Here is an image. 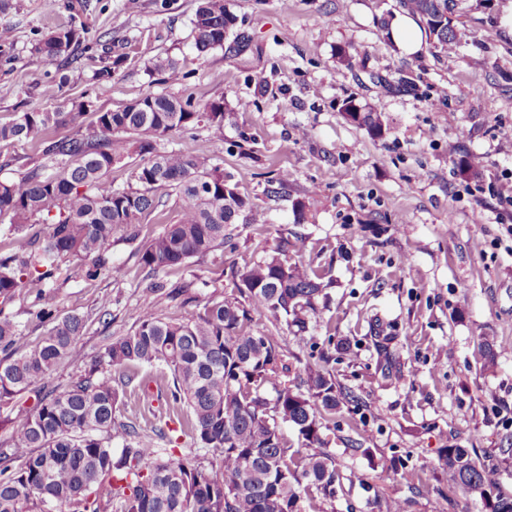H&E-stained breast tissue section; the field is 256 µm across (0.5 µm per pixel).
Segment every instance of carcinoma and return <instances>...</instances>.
Wrapping results in <instances>:
<instances>
[{
    "label": "carcinoma",
    "mask_w": 512,
    "mask_h": 512,
    "mask_svg": "<svg viewBox=\"0 0 512 512\" xmlns=\"http://www.w3.org/2000/svg\"><path fill=\"white\" fill-rule=\"evenodd\" d=\"M434 49L461 45L466 34L442 23L454 0H398ZM194 46L240 51L249 35L226 0H198L192 20ZM79 44L74 28L50 31L36 50L52 61ZM151 68L179 78L177 62L156 58ZM224 99L203 105L190 98L146 93L117 110L90 111L73 101L65 112H21L0 124V143L42 140L41 161L0 181V221H9L22 248L0 253V305L33 294V316L49 322L45 336L23 345L20 325L0 315V403L36 392L33 407L9 420L0 447V512H299V502L321 508L336 499L342 476L328 445L336 413L348 397L329 369L333 357L308 362L294 379L279 337L253 325L256 311L272 323L296 328L304 340L318 317V299L330 267L302 265L288 257V237L272 254L232 269L237 295L213 294L196 302L185 321L165 320L157 310L161 272L186 267L224 248V232L255 205L205 156L166 150L160 141L207 122L224 124ZM346 119L373 137L386 130L382 113L353 98L342 103ZM69 137L44 138L55 126ZM129 166V182L112 185V169ZM174 195L180 219L148 238L139 264L148 283L137 327L107 335L96 355L65 385L57 370L83 335V319L57 317L58 274L66 260H90L88 280L113 275L110 248L119 231L152 214ZM391 337L374 336L382 367H396ZM159 368L158 378L138 367ZM165 388L187 429L212 460L205 468L188 457H159L164 429L140 431L119 419L128 390L150 383ZM291 428L301 445L289 444ZM124 440L112 447V429ZM452 484L480 493L485 512H512V493L491 478L492 460L457 443L441 449Z\"/></svg>",
    "instance_id": "carcinoma-1"
}]
</instances>
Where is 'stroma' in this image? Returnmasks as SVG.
<instances>
[{
    "instance_id": "1",
    "label": "stroma",
    "mask_w": 512,
    "mask_h": 512,
    "mask_svg": "<svg viewBox=\"0 0 512 512\" xmlns=\"http://www.w3.org/2000/svg\"><path fill=\"white\" fill-rule=\"evenodd\" d=\"M228 5L250 42L233 55L202 57L192 32L197 0H139L134 11L127 0H10L0 11V28L12 31L0 43V123L73 100L114 110L148 92L199 104L225 99L223 127L202 123L163 144L210 157L257 204V219L229 226L223 260L195 258L164 275L192 300L161 298V317L189 319L195 299L218 287L231 293L227 267L265 257L280 235L295 260L322 253L333 284L306 347L292 328L259 316L253 324L279 336L289 365L336 354V380L350 395L332 442L344 491L323 512H379L382 503L401 512H483L479 493L449 485L440 450L454 441L489 452L512 437V206L480 191L512 167V0H455L456 24L475 45L413 55L381 30L397 0ZM70 25L81 28L82 48L54 61L36 52L45 34ZM101 54L123 61L104 86L94 76ZM156 56L178 62V82L149 68ZM402 77L412 91L389 92ZM351 97L383 112L382 137L346 121L341 106ZM463 151L479 178L457 175ZM283 172L287 196L266 197L268 181ZM179 218L171 196L118 232L112 278L89 281L83 263H63L59 313L79 315L85 328L57 383L99 351L101 300L112 302L113 335L134 329L143 294L138 242ZM373 323L390 332L400 363L388 378L369 336ZM485 340L495 354L489 368L478 352ZM358 433L373 459L351 450Z\"/></svg>"
}]
</instances>
